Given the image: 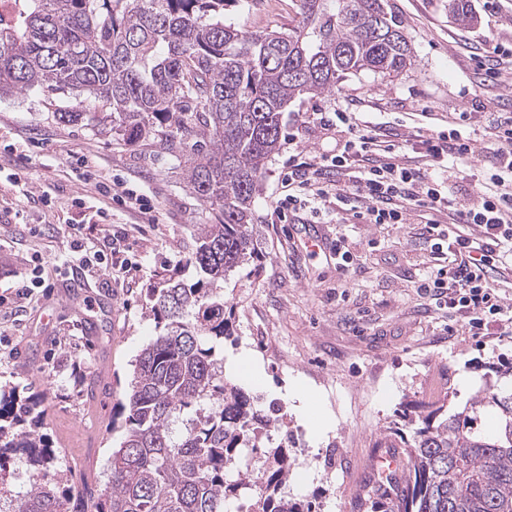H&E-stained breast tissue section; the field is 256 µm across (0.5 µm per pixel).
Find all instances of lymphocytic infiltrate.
Masks as SVG:
<instances>
[{
    "label": "lymphocytic infiltrate",
    "mask_w": 512,
    "mask_h": 512,
    "mask_svg": "<svg viewBox=\"0 0 512 512\" xmlns=\"http://www.w3.org/2000/svg\"><path fill=\"white\" fill-rule=\"evenodd\" d=\"M466 120L462 112L449 131L420 130L398 141H381L357 132L351 113H321V127L341 124L352 135L333 154L289 164L275 213L283 222L336 211L367 224H406L412 212H425L423 239L431 251H448L452 260L448 267L428 271L420 290L447 296L449 310L464 314L468 335L511 336L512 316H505L489 273L512 267V112L489 113V140L480 150L490 166L473 197L463 202L454 188L467 179L465 162L478 150L460 130ZM411 153L425 158L426 166L407 163ZM80 166L99 195L149 213L147 201L103 175L96 160L81 159ZM120 248L117 236L104 234L100 248L71 261L69 276L97 279L111 268Z\"/></svg>",
    "instance_id": "f902f5d3"
}]
</instances>
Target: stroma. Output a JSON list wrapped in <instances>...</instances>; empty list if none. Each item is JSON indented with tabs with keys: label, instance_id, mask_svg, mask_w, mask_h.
Here are the masks:
<instances>
[{
	"label": "stroma",
	"instance_id": "stroma-1",
	"mask_svg": "<svg viewBox=\"0 0 512 512\" xmlns=\"http://www.w3.org/2000/svg\"><path fill=\"white\" fill-rule=\"evenodd\" d=\"M477 26L465 29L448 15V0H389L411 42V66L399 76L351 75L331 93L291 102L282 114V143L266 166L254 200L256 256L224 282L235 342L225 357L248 352L261 383L241 380L261 408L278 402L295 459L288 495L312 502L315 512H380L365 494L376 476L375 459L388 451V428L405 404L447 395L464 404L496 367L512 363V336L449 335L447 307L424 298L418 280L435 259L421 238V219L407 224H349L318 216L329 245L313 253L301 225L273 223L277 185L288 157L329 154L344 133L323 129L319 112H351L359 128L391 139L415 127L447 129L454 112L469 113L464 132L486 139L485 115L512 110V73L478 86L477 64L489 31L512 45V7L487 10L471 0ZM252 31H287L297 21L296 0H247L226 15ZM62 107L104 112L102 100L75 92L25 89L0 98V295L13 297V274L41 257L50 285L34 289L23 311L0 316V385L40 394L42 432L61 457L80 459L67 468L69 483L103 472L124 432L112 413L127 388L131 364L155 334L147 291L164 270L184 268L196 227L210 221L208 207L189 190L176 161L153 145L113 141L84 124H64ZM88 155L112 179L146 195L144 217L113 206L112 230L123 238L130 271L101 276L78 302L59 300L55 259L69 251L67 228H82L85 247L101 235L96 210L103 204L71 159ZM51 191L50 206L28 195ZM85 199L84 208L72 205ZM351 253L348 269L336 263L334 245ZM25 349L28 364L16 352ZM298 382L321 395L334 424L315 438L285 390Z\"/></svg>",
	"mask_w": 512,
	"mask_h": 512
}]
</instances>
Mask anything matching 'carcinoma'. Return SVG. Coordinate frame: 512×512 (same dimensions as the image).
Returning a JSON list of instances; mask_svg holds the SVG:
<instances>
[{
	"instance_id": "1",
	"label": "carcinoma",
	"mask_w": 512,
	"mask_h": 512,
	"mask_svg": "<svg viewBox=\"0 0 512 512\" xmlns=\"http://www.w3.org/2000/svg\"><path fill=\"white\" fill-rule=\"evenodd\" d=\"M297 2L288 31L253 33L224 21L239 0H0V97L47 85L105 100L101 116H56L173 153L215 213L197 225L193 278L164 274L149 291L156 336L120 401L125 432L104 487L62 490L41 399L0 389V473L16 458L33 472L24 491L0 487V512H224L249 490L251 512H312L288 497L290 448L270 435L281 407L260 409L224 376V279L254 252L253 198L288 104L348 75L397 76L413 51L388 0ZM448 13L463 28L478 23L470 0H448ZM188 142L196 152L185 156ZM490 411L485 434L478 422ZM404 417L413 436L397 449L401 475L370 487L384 512H512V390L485 383L461 408L445 394Z\"/></svg>"
}]
</instances>
